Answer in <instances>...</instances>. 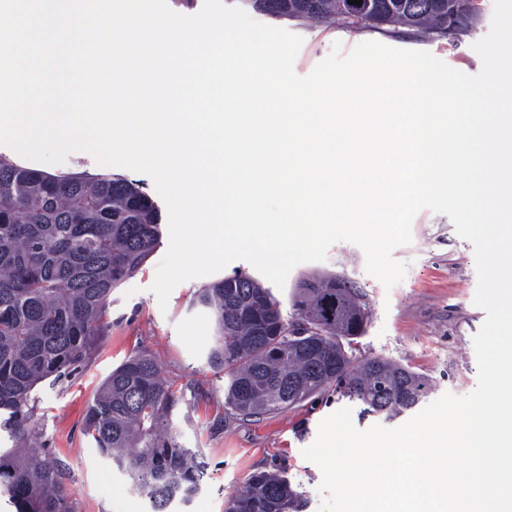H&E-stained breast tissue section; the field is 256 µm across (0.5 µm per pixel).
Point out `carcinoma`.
<instances>
[{
	"instance_id": "1",
	"label": "carcinoma",
	"mask_w": 512,
	"mask_h": 512,
	"mask_svg": "<svg viewBox=\"0 0 512 512\" xmlns=\"http://www.w3.org/2000/svg\"><path fill=\"white\" fill-rule=\"evenodd\" d=\"M262 13L315 25L402 24L448 35L451 0H248ZM160 238L158 207L121 177L52 176L0 155V495L15 512H72L61 463L26 448L34 430L32 393L71 377L109 329L112 289L131 279ZM336 277H302L291 318L257 279L237 273L196 293L213 323L207 365L224 375L225 407L238 420L284 412L332 387L392 419L431 391L427 376L383 357L354 358L367 311ZM183 396L144 352L105 379L88 405L84 430L100 459L147 499L150 512L188 504L208 476L200 449L173 426ZM284 471L251 473L225 512H305Z\"/></svg>"
}]
</instances>
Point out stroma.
I'll return each instance as SVG.
<instances>
[{"label":"stroma","mask_w":512,"mask_h":512,"mask_svg":"<svg viewBox=\"0 0 512 512\" xmlns=\"http://www.w3.org/2000/svg\"><path fill=\"white\" fill-rule=\"evenodd\" d=\"M493 8L494 0H481V10L469 27L445 37L401 26H312L255 10L250 16L302 37L294 62L301 76L327 57L337 41L345 55L366 41L427 51L474 75L482 62L473 45L488 34ZM168 246V234H161L142 269L113 290L106 315L110 330L79 373L37 389L38 449L65 464L72 512H148L146 500L100 460L92 438L82 432L86 408L102 382L137 352L151 355L162 377L184 392L186 402L173 423L183 443L200 449L208 464L209 476L201 492L190 505L174 512H224L227 497L249 474L275 465L285 466L293 487L307 495L308 512H319L322 472L302 451L315 441L320 422L347 407L357 429L397 428L410 420V413L390 420L366 415L359 403L328 392L277 415L253 421L232 418L224 405V381L206 364L213 330L206 311L194 302L196 291L214 278L183 282L173 289L167 304H160L151 285ZM393 257L406 263L407 271L404 280L389 290L367 272L364 251L348 241L333 244L325 260L296 266L288 280L293 283L303 275L322 272L344 278L369 311L356 358L386 357L427 375L432 401L446 393L469 394L477 385L473 337L486 317L474 303L477 273L472 244L457 234L448 216L423 210L412 222L410 243L397 247Z\"/></svg>","instance_id":"obj_1"}]
</instances>
